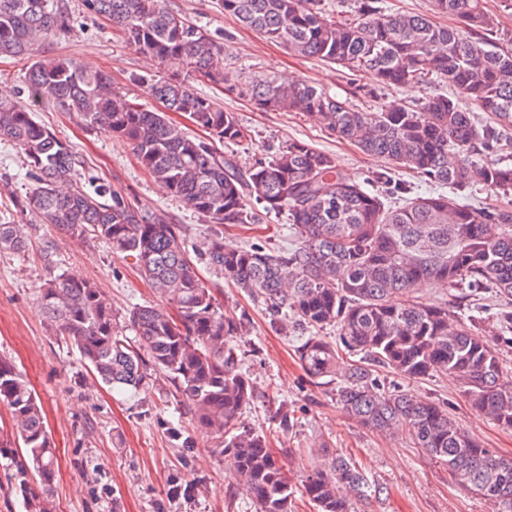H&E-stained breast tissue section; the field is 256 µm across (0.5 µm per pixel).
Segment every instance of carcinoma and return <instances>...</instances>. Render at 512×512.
Segmentation results:
<instances>
[{
    "label": "carcinoma",
    "instance_id": "carcinoma-1",
    "mask_svg": "<svg viewBox=\"0 0 512 512\" xmlns=\"http://www.w3.org/2000/svg\"><path fill=\"white\" fill-rule=\"evenodd\" d=\"M225 13L302 58H317L381 85L406 88L440 81L451 92L421 105L390 103L365 110L311 83L267 74L242 88L262 112L308 114L328 132L362 152L385 158L392 182L404 168L440 192L410 197L395 186L398 203L343 172L333 157L306 142L290 141L268 160L241 169L213 140L239 144L249 131L217 101L196 92L186 77L218 84L228 47L204 27L172 10L167 0H83L125 43L166 77L136 76L165 111L134 102L104 71L69 57L27 67L31 101L50 96L91 130L131 147L140 166L169 193L212 225L195 253L255 298L280 330L336 327V341L308 336L296 355L313 384L337 382L336 403L361 426L405 435L448 470L449 479L512 512V459L484 447L447 406L391 388L386 370L409 380L444 376L470 407L512 428V375L499 356L512 345V312L496 314L485 336L446 304L425 305L416 286L433 282L472 293L487 290L512 301V211L461 203L472 185L512 195V167L481 164L475 155L500 144L512 130V53L486 49L502 40L485 0H431V9L455 20L440 26L423 14L393 10L387 0H358L355 18L321 7V0H217ZM67 0H0V57L30 58L34 47L70 29ZM494 124L480 126L473 110ZM177 112L208 132L190 135L168 113ZM18 145L27 159L29 191L16 207L73 240L92 235L112 253L135 260L141 276L164 301L132 308V340L113 329L112 303L94 282L65 273L49 277L40 297L47 324L74 346L96 379L117 391H135L147 367L161 371L187 402L193 428L212 435V452L247 487L257 512H288L296 487L270 448L269 437L242 421L256 392L240 369L234 338L246 318L224 314L198 277L179 225L162 211L143 212L118 190L92 178L81 181L75 149L34 118L31 107L0 99V141ZM267 213H287L297 240L286 252L224 240L226 224H257ZM20 225L0 221V251H25ZM357 356L352 364L345 356ZM0 403L11 413L16 444L0 439V455L15 460L14 482L29 495L30 512H55L50 488L55 448L29 381L0 357ZM36 483L41 492L31 490ZM379 492L346 457L313 466L302 494L319 512H351L345 497Z\"/></svg>",
    "mask_w": 512,
    "mask_h": 512
}]
</instances>
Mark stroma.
Returning a JSON list of instances; mask_svg holds the SVG:
<instances>
[{
  "instance_id": "1",
  "label": "stroma",
  "mask_w": 512,
  "mask_h": 512,
  "mask_svg": "<svg viewBox=\"0 0 512 512\" xmlns=\"http://www.w3.org/2000/svg\"><path fill=\"white\" fill-rule=\"evenodd\" d=\"M170 6L227 39L226 79L221 85L197 80L194 88L224 105L251 131L250 141L226 145L241 169L272 156L289 141H304L332 155L338 166L369 189L390 194L389 185L376 182L387 160L361 153L350 143L329 134L312 118L293 112L256 110L239 90L251 77L272 73L309 81L328 93L350 98L372 109L397 99L421 102L439 93V86L417 85L402 91L377 84L373 76L352 73L317 59L291 54L287 47L266 41L225 15L216 0H168ZM75 12L71 31L43 41L35 58L63 56L93 70H103L128 98L144 105L152 100L135 75L148 70L146 59L129 48L104 20L83 13L81 0H69ZM35 118L79 151L87 174L108 181L134 205L162 210L179 224L190 246L208 234L205 219L154 181L137 163L131 149L105 132L86 131L78 119L56 108L50 99L36 106ZM9 183L13 196L0 195V216L22 225L26 252L0 253V357L13 363L31 383L56 448L57 476L52 485L56 512H255L251 497L238 487L214 455L211 436L191 427L186 405L173 396L162 373L150 372L135 392L119 393L93 382L78 352L49 329L39 297L51 272L76 274L99 284L112 302L117 334L133 336L128 313L136 305H155L159 298L142 280L132 259L113 254L99 239H66L51 225L17 212L14 196L30 187L23 152L0 141V184ZM225 240L288 249L295 239L285 215L269 213L258 224H228ZM57 255L48 269L41 255ZM201 278L214 289L228 315H247L249 326L237 342L244 352L241 367L254 382L258 397L243 414L245 423L267 433L271 446L301 484L321 447L351 457L370 483L381 490L357 512H498L495 502L453 484L447 470L430 461L407 437L384 436L349 418L336 403L331 385L310 384L294 354L304 336L301 329L280 331L260 304L223 276L198 265ZM419 301L459 307L462 316L480 320L491 329L502 302L494 294L466 297L459 288L426 284L416 290ZM401 389L447 405L450 413L485 447L512 458V430L473 411L448 380H400ZM287 409L290 428L279 425L278 409ZM180 421L188 429L191 447L172 441L168 424ZM191 485L190 495L171 497V478Z\"/></svg>"
}]
</instances>
